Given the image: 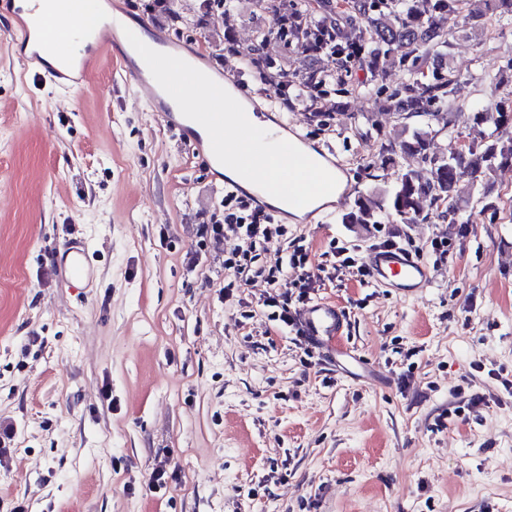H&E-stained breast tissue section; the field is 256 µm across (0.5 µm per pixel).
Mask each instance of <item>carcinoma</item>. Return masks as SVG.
Returning <instances> with one entry per match:
<instances>
[{"label":"carcinoma","instance_id":"obj_1","mask_svg":"<svg viewBox=\"0 0 512 512\" xmlns=\"http://www.w3.org/2000/svg\"><path fill=\"white\" fill-rule=\"evenodd\" d=\"M463 0H348L349 12L345 23L355 34L345 43L336 39L335 25L330 14L318 16L309 0H283L274 12L275 22L270 33L288 44L324 54L339 67L366 62L377 68L394 63L409 73L407 82L387 98V109L424 121L399 144L404 154H420L428 169L424 172L407 170L381 197L361 196L354 208L343 218L346 224H382L394 217L413 224L420 217V200L430 203L452 201L448 205V223L470 224L471 216L455 204L465 189L487 187L496 172L512 167V137L499 132L512 124V99L496 96L501 86L498 74L487 72L483 80L490 98L479 106L476 119L492 127L479 143L471 142L463 151L448 150L446 156L427 154L431 134L427 118L433 115L431 106L448 105L453 79L437 74L433 80L420 78L419 66L432 60L441 67L449 55L450 35L441 30L434 18L459 9ZM512 18V0H482V7L471 13L472 28H483L493 20ZM328 82L327 75L310 73L293 86L296 94L310 93Z\"/></svg>","mask_w":512,"mask_h":512}]
</instances>
